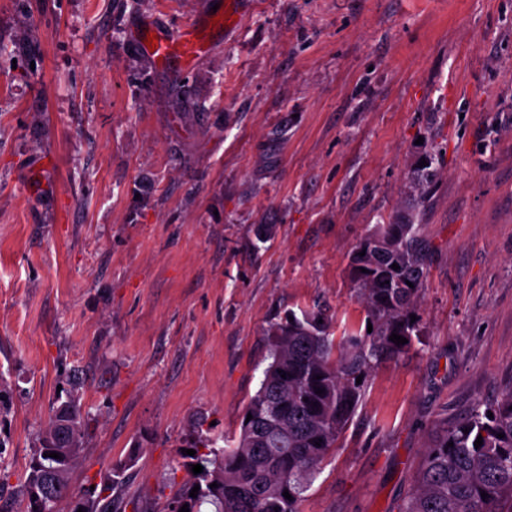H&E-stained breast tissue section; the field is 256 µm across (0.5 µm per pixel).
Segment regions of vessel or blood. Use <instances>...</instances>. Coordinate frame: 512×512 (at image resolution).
I'll use <instances>...</instances> for the list:
<instances>
[{
	"mask_svg": "<svg viewBox=\"0 0 512 512\" xmlns=\"http://www.w3.org/2000/svg\"><path fill=\"white\" fill-rule=\"evenodd\" d=\"M244 0H226L219 9L204 8L200 19H193L174 32H163L148 24L134 33L133 38L142 46L146 59L157 68L176 64L189 70L209 52L208 43L218 34L233 26L240 17ZM221 21H214V14ZM156 37V45H148L147 37Z\"/></svg>",
	"mask_w": 512,
	"mask_h": 512,
	"instance_id": "vessel-or-blood-1",
	"label": "vessel or blood"
}]
</instances>
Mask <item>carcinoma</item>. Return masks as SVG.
I'll return each mask as SVG.
<instances>
[{
    "label": "carcinoma",
    "instance_id": "1",
    "mask_svg": "<svg viewBox=\"0 0 512 512\" xmlns=\"http://www.w3.org/2000/svg\"><path fill=\"white\" fill-rule=\"evenodd\" d=\"M365 255H360V252ZM426 244L415 227L413 214L398 211L389 223L379 224L360 243L353 258L363 286L372 332L331 338L321 310L284 319L269 329V363L256 394L241 421L234 445L216 448L217 439L197 433L184 466L199 464L188 487L172 500L168 512H200L207 502L215 512H300L303 494L330 450L336 447L358 408L364 384L380 361L405 353L419 336L415 299L425 277ZM399 269H392L393 264ZM367 272H361V269ZM397 333L407 339L395 344ZM324 393H316V389ZM469 433H464V430ZM85 421L76 397L68 395L53 411L39 438V449L23 482L26 512H55L67 498L66 474L72 460L49 456L60 448H82ZM504 437H498V434ZM483 445L474 446L477 437ZM50 478L52 499H33L38 480ZM124 465L112 470L109 492L89 504L88 512H112L110 491L124 483ZM217 483L212 488L210 484ZM200 486L197 497L190 496ZM289 492L288 500L283 492ZM487 497H481V494ZM399 512H512V388L485 408L476 407L453 423L443 421L431 433L417 471L412 493Z\"/></svg>",
    "mask_w": 512,
    "mask_h": 512
}]
</instances>
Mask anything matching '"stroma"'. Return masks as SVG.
Instances as JSON below:
<instances>
[{
    "instance_id": "1",
    "label": "stroma",
    "mask_w": 512,
    "mask_h": 512,
    "mask_svg": "<svg viewBox=\"0 0 512 512\" xmlns=\"http://www.w3.org/2000/svg\"><path fill=\"white\" fill-rule=\"evenodd\" d=\"M202 2L0 0V512L63 391L89 429L58 512L129 459L118 512H167L197 428L238 432L271 323L366 333L353 255L405 208L420 337L301 512H398L435 422L512 387V0H253L193 70L151 65L133 30Z\"/></svg>"
}]
</instances>
